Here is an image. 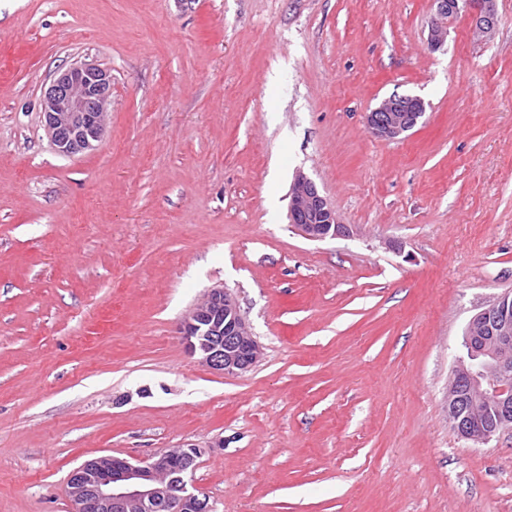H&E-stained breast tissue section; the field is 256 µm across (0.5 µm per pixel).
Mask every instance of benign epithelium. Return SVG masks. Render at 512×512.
Returning <instances> with one entry per match:
<instances>
[{
    "mask_svg": "<svg viewBox=\"0 0 512 512\" xmlns=\"http://www.w3.org/2000/svg\"><path fill=\"white\" fill-rule=\"evenodd\" d=\"M438 19L429 42L441 47L448 18L473 14L476 27L492 31L498 22L496 0H434ZM112 97V74L93 65H72L57 72L42 96L46 135L57 153L72 157L91 152L101 142ZM417 96L392 95L367 114L373 136L395 141L414 129L425 115ZM289 223L308 240L350 235L336 210L305 174L289 192ZM505 292L485 304L469 321L462 355L448 384V421L457 434L487 443L512 428V306ZM181 334L198 362L224 375L252 369L262 348L235 297L212 288L184 317ZM207 447L186 443L136 460L114 455L89 459L75 468L68 494L74 512H212L207 496L188 489L187 474Z\"/></svg>",
    "mask_w": 512,
    "mask_h": 512,
    "instance_id": "7a95c632",
    "label": "benign epithelium"
}]
</instances>
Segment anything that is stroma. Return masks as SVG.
I'll use <instances>...</instances> for the list:
<instances>
[{"label":"stroma","instance_id":"35a3bbf8","mask_svg":"<svg viewBox=\"0 0 512 512\" xmlns=\"http://www.w3.org/2000/svg\"><path fill=\"white\" fill-rule=\"evenodd\" d=\"M440 48L433 0H0V512L184 443L214 512H512V429L448 422L478 310L512 292V0ZM112 73L99 146L56 153L59 68ZM426 104L397 141L366 115ZM305 174L348 237L305 239ZM226 288L262 361L179 331Z\"/></svg>","mask_w":512,"mask_h":512}]
</instances>
